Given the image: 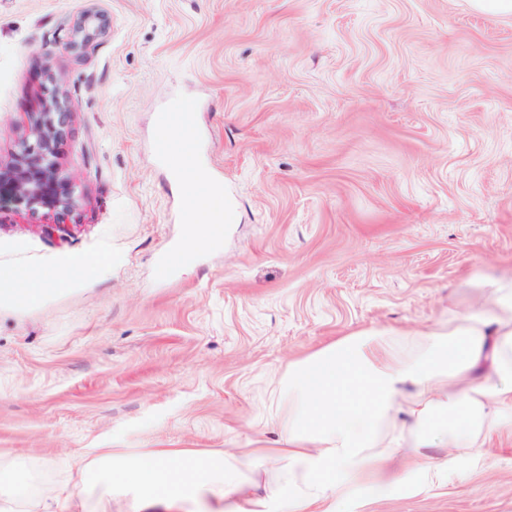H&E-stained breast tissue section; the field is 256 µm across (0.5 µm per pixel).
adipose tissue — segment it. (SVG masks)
Segmentation results:
<instances>
[{"label":"adipose tissue","instance_id":"1","mask_svg":"<svg viewBox=\"0 0 512 512\" xmlns=\"http://www.w3.org/2000/svg\"><path fill=\"white\" fill-rule=\"evenodd\" d=\"M281 486L249 476L265 458L249 448L217 463L179 450L133 451L119 440L95 451L84 486L96 512H110L113 486L132 491L130 512L201 500L224 512H336L363 484L389 475L395 487L434 482L427 451L482 463L493 439L512 438V280L491 283L485 308L449 317L404 339L381 332L343 337L291 365L279 400ZM75 494L43 501L21 474L0 475V512H77Z\"/></svg>","mask_w":512,"mask_h":512}]
</instances>
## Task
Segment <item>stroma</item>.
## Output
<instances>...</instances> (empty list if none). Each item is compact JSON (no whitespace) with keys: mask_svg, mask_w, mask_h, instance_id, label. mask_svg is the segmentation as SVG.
<instances>
[{"mask_svg":"<svg viewBox=\"0 0 512 512\" xmlns=\"http://www.w3.org/2000/svg\"><path fill=\"white\" fill-rule=\"evenodd\" d=\"M86 48L70 46L84 11ZM72 114L66 213L0 210V275L95 263L0 304V470L81 493L92 449L235 454L277 437L289 363L359 331L404 338L512 278V16L467 0H0V160L50 87ZM192 106L232 205L190 246L154 153ZM187 245L167 277L168 247ZM359 512H512V447Z\"/></svg>","mask_w":512,"mask_h":512,"instance_id":"35a3bbf8","label":"stroma"}]
</instances>
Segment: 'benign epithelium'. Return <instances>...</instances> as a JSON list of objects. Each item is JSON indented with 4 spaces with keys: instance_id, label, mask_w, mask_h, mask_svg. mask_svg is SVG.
Instances as JSON below:
<instances>
[{
    "instance_id": "7a95c632",
    "label": "benign epithelium",
    "mask_w": 512,
    "mask_h": 512,
    "mask_svg": "<svg viewBox=\"0 0 512 512\" xmlns=\"http://www.w3.org/2000/svg\"><path fill=\"white\" fill-rule=\"evenodd\" d=\"M70 118L58 91L46 102L45 111L32 114L20 149L0 162V205L32 213L69 211L77 206L75 186L58 161Z\"/></svg>"
}]
</instances>
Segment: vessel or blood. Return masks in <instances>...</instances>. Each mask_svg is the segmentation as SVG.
Instances as JSON below:
<instances>
[{
	"instance_id": "obj_1",
	"label": "vessel or blood",
	"mask_w": 512,
	"mask_h": 512,
	"mask_svg": "<svg viewBox=\"0 0 512 512\" xmlns=\"http://www.w3.org/2000/svg\"><path fill=\"white\" fill-rule=\"evenodd\" d=\"M156 121L162 130L161 136L154 143L156 155L173 165L178 176L186 178L193 175L197 157V133L189 106L172 104L157 113ZM211 192V184L205 183L185 193L182 211L187 223H196L198 201Z\"/></svg>"
}]
</instances>
